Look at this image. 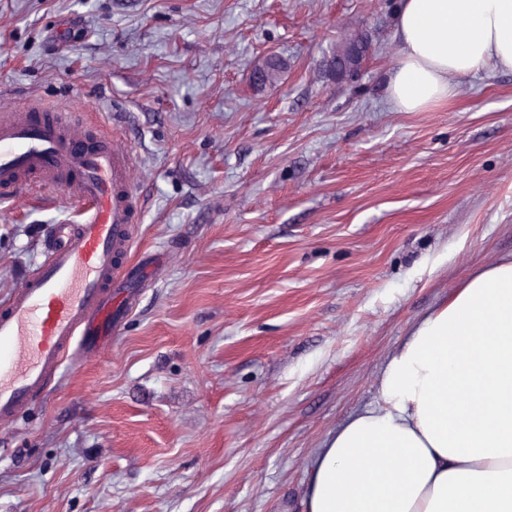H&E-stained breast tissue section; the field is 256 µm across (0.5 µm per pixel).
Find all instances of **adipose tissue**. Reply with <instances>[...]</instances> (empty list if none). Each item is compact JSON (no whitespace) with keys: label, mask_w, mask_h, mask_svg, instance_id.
Listing matches in <instances>:
<instances>
[{"label":"adipose tissue","mask_w":512,"mask_h":512,"mask_svg":"<svg viewBox=\"0 0 512 512\" xmlns=\"http://www.w3.org/2000/svg\"><path fill=\"white\" fill-rule=\"evenodd\" d=\"M394 111L512 71V0H400ZM306 512H512V258L477 270L385 360L377 401L329 435Z\"/></svg>","instance_id":"obj_1"}]
</instances>
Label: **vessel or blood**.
<instances>
[{
  "label": "vessel or blood",
  "mask_w": 512,
  "mask_h": 512,
  "mask_svg": "<svg viewBox=\"0 0 512 512\" xmlns=\"http://www.w3.org/2000/svg\"><path fill=\"white\" fill-rule=\"evenodd\" d=\"M128 168L110 136L83 137L67 113L30 103L0 114V200L52 186L79 209L77 223L55 225L44 260L0 308V420L114 333L112 288L139 281L118 274L135 222Z\"/></svg>",
  "instance_id": "b4317fda"
}]
</instances>
